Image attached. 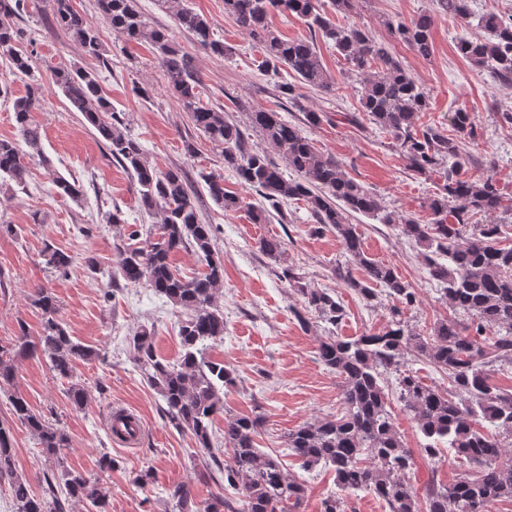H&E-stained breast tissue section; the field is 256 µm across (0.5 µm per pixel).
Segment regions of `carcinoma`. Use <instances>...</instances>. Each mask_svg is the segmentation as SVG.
<instances>
[{"label": "carcinoma", "mask_w": 512, "mask_h": 512, "mask_svg": "<svg viewBox=\"0 0 512 512\" xmlns=\"http://www.w3.org/2000/svg\"><path fill=\"white\" fill-rule=\"evenodd\" d=\"M453 17L470 15V0H436ZM99 13L112 31L127 41L144 42L156 52L165 87L188 111L192 125L220 147L224 167L255 188L260 202L249 206L254 224H266L272 213L291 201L306 203L316 231L336 234L345 254L364 273L353 277L349 265L336 267V278L356 291L369 305L383 296L391 302L385 330L345 339L327 336L318 346V358L341 379L342 413L305 423L288 433L286 448L309 470L319 465L335 471L343 489L368 490L385 502L389 512H497L498 504L512 501V389L492 382V375L512 369V247L502 244L499 224H470L474 213H493L503 207V197L492 178L471 180L460 176L466 161L465 142H476L474 118L468 112L452 117L459 137L451 139L434 129L419 132L414 115L427 108V96L394 56L391 44L370 38L360 26L338 25L329 13L347 14L352 0H329L324 8L317 0H224V11L245 30L261 49L262 68L274 75L284 70L309 87L329 88L328 73L316 49L321 37L332 42L354 70L368 74L361 91L360 107L377 127L400 143L411 168L418 174L448 161L441 193L427 203L430 218H407L401 233L424 251L429 279L442 286V298L455 310L471 316L462 327L447 318L421 331L412 328L405 312L417 303V292L391 264L368 256L357 225L345 211L378 216L374 196L349 177L331 156L318 150L304 129L277 112H252L250 123L262 132L270 147L281 152L296 176L285 175L267 152L245 147L241 128L224 112L200 104L201 82L191 61L175 40L174 30L192 36L213 55L225 53L224 43L214 39L209 21L182 7L173 13L174 27L150 20L138 0H96ZM27 10V0H0V54L9 62V74L32 80L26 94L13 100L16 134L0 139V179L23 185L33 162L49 173L55 193L78 199L82 187L56 173L42 147V133L33 112L40 108L43 85L31 71L32 52L23 46L15 20ZM273 12L295 15L305 21L309 36L285 38L269 24ZM53 21L84 55L107 64L97 29L72 7L71 0H54ZM481 27L489 37L466 43L462 51L476 66L488 68L500 82L512 83V17L484 12ZM432 14L423 12L409 23H388L393 37L417 55H431ZM54 85L70 105L82 113L107 143L110 154L131 173L137 184L139 204L162 219L146 233L136 230L142 242L117 249L112 267L92 266L113 286L124 280L143 285L187 311L179 326L183 355L178 363L161 360L153 333L142 329L130 342L137 366L147 384L161 396L168 423L188 433L207 455L204 474L224 480L227 496L189 510L190 492L177 486L169 493L176 512H293L305 497V486L284 471L278 457L265 455L255 437L263 426L260 415H235L224 421V447L212 444L214 417L224 405L221 391L235 383V370L210 359V343L224 338V310L215 294L224 285V264L215 256V230L202 221L180 168L161 170L152 165L123 125V117L101 94L97 71L59 68ZM212 200L226 212L242 208L240 197L224 189V178L201 174ZM181 250L192 251L206 266L198 276L184 277L170 263ZM46 263L64 270L71 256L46 248ZM282 278L293 283L307 311L336 326L346 316L344 306L325 289L311 288L290 269ZM33 304L42 312L37 341L29 339L24 325L12 349H0V389L14 379L13 359L41 352L50 371L70 381L69 398L80 407L83 385L75 381V360L96 355L72 340L58 317V300L45 286L34 289ZM415 352L448 376L451 389L427 385L407 365ZM403 409L424 438L420 451L435 460L448 449L476 465L472 474L449 485L432 483L417 495L407 483L413 465L410 449L397 431L385 392V377ZM12 415L37 438L43 455L61 472L44 474L40 493L16 474L11 429L0 422V484H8L14 512H68L73 501H85L94 512H106L107 496L100 483L84 472L64 465L62 450L69 447L64 431L34 413L20 395L10 399Z\"/></svg>", "instance_id": "1"}]
</instances>
